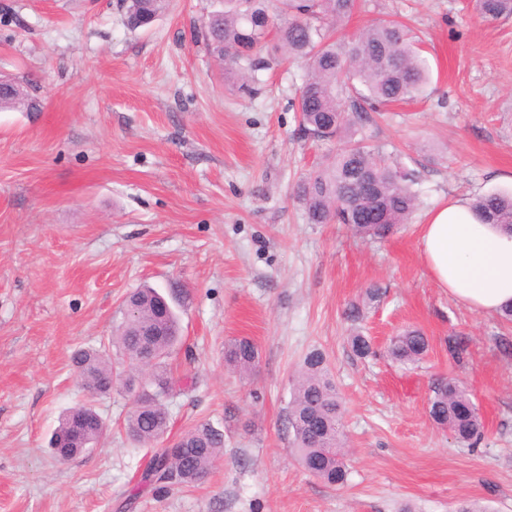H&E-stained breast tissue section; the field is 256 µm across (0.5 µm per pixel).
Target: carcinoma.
Here are the masks:
<instances>
[{
  "instance_id": "obj_1",
  "label": "carcinoma",
  "mask_w": 512,
  "mask_h": 512,
  "mask_svg": "<svg viewBox=\"0 0 512 512\" xmlns=\"http://www.w3.org/2000/svg\"><path fill=\"white\" fill-rule=\"evenodd\" d=\"M169 0H122L127 28L149 27ZM354 0H211L200 37L209 54L225 65L241 89H252L257 72L270 67L261 55L267 38L294 59L305 62L307 73L295 110L300 131L316 141L336 142V151L297 185L294 196L310 224H344L362 238H384L399 224L409 223L417 209L414 185L419 172L389 156L363 133L370 113L420 94L430 79L427 60L408 28L397 20L379 19L346 40L336 37L349 17ZM476 10L490 20L511 19L512 0H476ZM0 86V110L24 111L33 82L19 79L22 94L10 95ZM485 224L512 226V195L485 194L472 203ZM383 291L367 288L349 317L380 301ZM182 290L160 294L150 287L130 294L124 314L109 344L82 349L72 358L76 373L93 396L108 395L125 385L112 366V347L130 368L148 367L137 394L138 407L126 419V434L140 444L164 437L170 424L167 401L174 381L168 359L180 344L176 306ZM429 342L418 329H405L392 339V359L408 364L422 359ZM257 350L245 338L224 346V361L242 375L250 374ZM429 415L458 439L475 446L483 423L466 391L453 378L439 380L432 389ZM104 421L91 403H83L61 418L50 445L60 461L86 451L103 434ZM288 429L299 463L329 486L347 482L342 448V409L325 358L312 351L295 377L288 405ZM224 454V433L208 421L186 430L170 448L154 455L142 481L164 491L174 485L192 486L210 473Z\"/></svg>"
}]
</instances>
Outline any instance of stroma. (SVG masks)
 Instances as JSON below:
<instances>
[{"instance_id":"35a3bbf8","label":"stroma","mask_w":512,"mask_h":512,"mask_svg":"<svg viewBox=\"0 0 512 512\" xmlns=\"http://www.w3.org/2000/svg\"><path fill=\"white\" fill-rule=\"evenodd\" d=\"M356 3L339 36L398 15L432 71L423 96L364 128L420 173L412 223L381 242L306 222L293 189L335 145L299 129L305 68L272 67L239 92L197 37L210 0H171L136 31L120 0H0V76L34 78L44 102L0 111V512H512V324L439 288L419 244L450 199L512 192V19H483L473 0ZM144 285L188 295L168 439L200 420L224 433L205 481L163 495L140 483L163 445L127 437L133 394L91 398L72 364L111 340ZM372 285L381 301L351 321ZM407 328L429 350L403 365L387 350ZM357 333L372 354L352 353ZM454 336L468 344L458 363ZM238 337L258 350L247 377L224 364ZM313 349L342 405V486L311 476L289 444L295 371ZM442 375L480 413L477 449L429 416ZM88 401L107 428L59 462L51 434Z\"/></svg>"}]
</instances>
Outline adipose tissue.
<instances>
[{
    "mask_svg": "<svg viewBox=\"0 0 512 512\" xmlns=\"http://www.w3.org/2000/svg\"><path fill=\"white\" fill-rule=\"evenodd\" d=\"M420 248L438 286L471 310L497 314L512 305V229L482 223L468 200L427 214Z\"/></svg>",
    "mask_w": 512,
    "mask_h": 512,
    "instance_id": "adipose-tissue-1",
    "label": "adipose tissue"
}]
</instances>
